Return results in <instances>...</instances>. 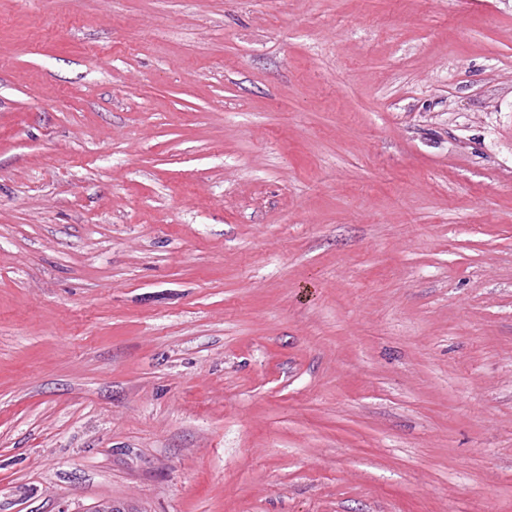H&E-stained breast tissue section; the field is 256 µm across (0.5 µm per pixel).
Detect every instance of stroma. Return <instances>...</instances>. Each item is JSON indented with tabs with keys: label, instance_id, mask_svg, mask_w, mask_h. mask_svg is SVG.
<instances>
[{
	"label": "stroma",
	"instance_id": "35a3bbf8",
	"mask_svg": "<svg viewBox=\"0 0 512 512\" xmlns=\"http://www.w3.org/2000/svg\"><path fill=\"white\" fill-rule=\"evenodd\" d=\"M512 512V0H0V512Z\"/></svg>",
	"mask_w": 512,
	"mask_h": 512
}]
</instances>
